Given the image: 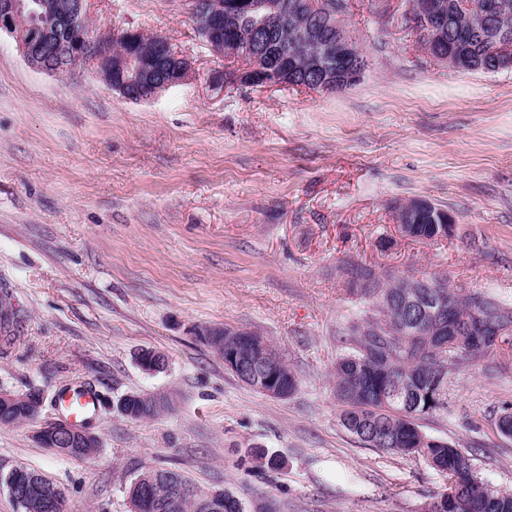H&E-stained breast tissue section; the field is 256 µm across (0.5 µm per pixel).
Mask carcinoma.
<instances>
[{
  "label": "carcinoma",
  "instance_id": "1",
  "mask_svg": "<svg viewBox=\"0 0 512 512\" xmlns=\"http://www.w3.org/2000/svg\"><path fill=\"white\" fill-rule=\"evenodd\" d=\"M222 2L224 25L199 36L205 46L217 39L225 58L249 53L245 62L258 78L266 68L277 65L288 73V86L336 92L355 84L351 73L364 58L346 27L338 32L329 26L336 20V10L348 7L347 0H276L280 9L275 14L262 8L265 0ZM402 7L405 15L428 14L438 37L421 39L423 50L432 57L450 53L452 68L459 72H485L495 39H512V0H471L469 5L464 0H406ZM115 47L144 62L162 56L153 38L145 34L127 45L119 40ZM403 213L409 217L402 229L406 238L438 242L455 236V228L447 224L448 211L431 202ZM341 271L350 295L375 300L371 314L343 332L348 351L336 361L334 381L342 426L372 448L422 459L446 475L448 486L422 512H512V492L485 482L471 452L427 435L419 425L421 418L445 409L449 374L463 372L498 351H512V329L495 343L473 327L477 315L491 323L512 321V306L482 292L465 293L441 276L382 274L355 262L344 264ZM22 321L12 294L1 288V356L13 349ZM255 338L272 350V359L237 377L261 393L274 387L285 398L293 395L296 375L264 337L246 331L235 342H224V353ZM41 403L43 390L39 388L15 395L10 404L0 406V424L32 420V410ZM163 406L160 400H144L137 394L128 398L135 419L151 416ZM40 442L76 459L90 458L98 450L85 447L80 436L69 435L64 440L48 429ZM252 457L260 468H279L278 457L264 449L252 450ZM153 475L171 489H186L190 495L174 507L169 497H157L139 483L128 488V494L140 502V512H197L210 497L175 470L149 468L140 477ZM19 485L21 512H63V494L47 477L23 467Z\"/></svg>",
  "mask_w": 512,
  "mask_h": 512
}]
</instances>
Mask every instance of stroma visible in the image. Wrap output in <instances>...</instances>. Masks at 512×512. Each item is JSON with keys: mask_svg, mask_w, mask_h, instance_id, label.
<instances>
[{"mask_svg": "<svg viewBox=\"0 0 512 512\" xmlns=\"http://www.w3.org/2000/svg\"><path fill=\"white\" fill-rule=\"evenodd\" d=\"M351 0L346 29L367 58L335 94L301 87L212 92L237 68L200 43L188 0H89L97 33L136 28L190 56L197 77L143 102L109 90L92 62L32 70L0 38V285L24 315L0 357V391L94 387L95 456L34 439L39 418L0 425V462L35 470L66 512H129L149 468L180 471L246 512H419L447 485L425 461L366 447L339 420L340 335L372 307L339 267L439 275L512 304V70L460 73L428 56L396 11ZM448 210L451 241L401 237L396 203ZM392 241L379 246L380 238ZM227 326L270 340L295 371L289 398L242 383L196 336ZM152 349L166 367L141 370ZM168 397L152 419L118 404ZM512 359L451 375L448 404L423 430L471 449L478 472L512 490ZM283 465L260 470L250 451Z\"/></svg>", "mask_w": 512, "mask_h": 512, "instance_id": "1", "label": "stroma"}]
</instances>
